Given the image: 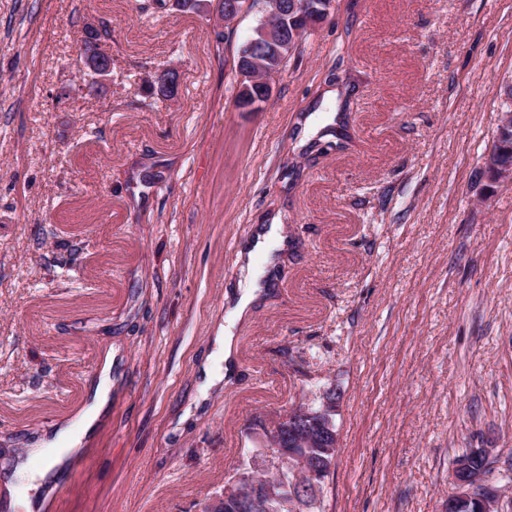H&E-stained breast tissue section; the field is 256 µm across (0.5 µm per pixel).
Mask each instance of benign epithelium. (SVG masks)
Masks as SVG:
<instances>
[{
    "mask_svg": "<svg viewBox=\"0 0 512 512\" xmlns=\"http://www.w3.org/2000/svg\"><path fill=\"white\" fill-rule=\"evenodd\" d=\"M257 0H224L219 18L224 24L235 22L248 12ZM266 19L273 15L294 14L311 20L327 19L334 8V0H262ZM93 51L82 54L77 67L88 75V88L96 90L112 81L111 55L105 48V35L101 28L90 26ZM305 36L304 29L289 32L271 23L258 29V37L242 46L233 60L232 70L236 76L237 94L241 105L252 110L260 106L253 100L252 83L248 82V66L260 63L251 57L253 47L261 44L272 52L289 56L296 51ZM159 84L172 96H177L180 87V72L175 68L165 69L158 75ZM486 166L497 182L512 184V162L501 163L497 153L486 159ZM334 402L323 398L317 407L297 406L288 415L279 419L266 435L267 447L254 451L248 459L253 471L263 475L264 484L229 486L224 491V508H235L238 512H263L269 502L280 497V492H291L294 512H307L315 499L319 481L326 472L327 458H336L337 433L334 430L332 413ZM482 457L479 467L471 465L474 454ZM488 451L471 448L458 456L453 470V491L448 495L445 512H461L475 506L480 512H497L500 489L488 478Z\"/></svg>",
    "mask_w": 512,
    "mask_h": 512,
    "instance_id": "obj_1",
    "label": "benign epithelium"
}]
</instances>
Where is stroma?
Listing matches in <instances>:
<instances>
[{
	"label": "stroma",
	"instance_id": "1",
	"mask_svg": "<svg viewBox=\"0 0 512 512\" xmlns=\"http://www.w3.org/2000/svg\"><path fill=\"white\" fill-rule=\"evenodd\" d=\"M225 36L175 0H0V456L110 403L42 512H214L245 455L336 395L313 512H443L455 458L490 449L512 512V186L483 168L512 83V0H335L256 112ZM112 81L84 89L83 28ZM177 98L148 92L162 69ZM354 78L344 150L309 153ZM275 285L229 295L261 224ZM236 374L200 398L219 364Z\"/></svg>",
	"mask_w": 512,
	"mask_h": 512
}]
</instances>
